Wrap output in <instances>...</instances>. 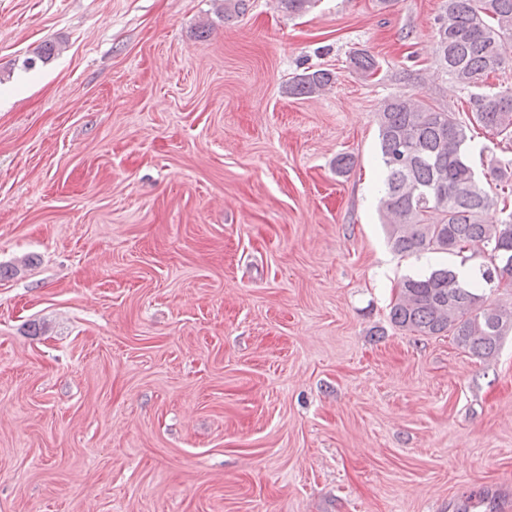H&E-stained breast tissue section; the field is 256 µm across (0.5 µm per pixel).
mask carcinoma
I'll return each instance as SVG.
<instances>
[{
	"label": "carcinoma",
	"mask_w": 512,
	"mask_h": 512,
	"mask_svg": "<svg viewBox=\"0 0 512 512\" xmlns=\"http://www.w3.org/2000/svg\"><path fill=\"white\" fill-rule=\"evenodd\" d=\"M316 0H279L299 15ZM512 52V0H447L437 31L435 63L466 90L498 71ZM351 63L365 78L377 63L365 51ZM330 71L318 69L288 84L291 96L325 92ZM465 117L439 110L411 96L385 99L377 112L383 165L379 212L395 251L471 253L488 261L466 283L441 268L404 278L390 309L391 322L421 336L451 335L458 347L478 358L496 354L512 331V304L491 302L483 285L512 282V162L496 168L483 184L468 164L475 130L512 139V89L471 94ZM499 207L506 217L486 224L483 213Z\"/></svg>",
	"instance_id": "cac0c4a2"
}]
</instances>
